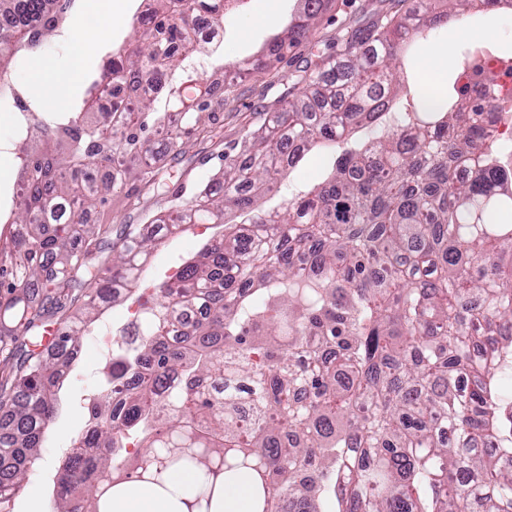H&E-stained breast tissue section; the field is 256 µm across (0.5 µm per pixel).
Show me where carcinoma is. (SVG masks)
<instances>
[{
    "label": "carcinoma",
    "instance_id": "obj_1",
    "mask_svg": "<svg viewBox=\"0 0 512 512\" xmlns=\"http://www.w3.org/2000/svg\"><path fill=\"white\" fill-rule=\"evenodd\" d=\"M134 48L112 55L84 105L129 94L124 112L38 118L45 139L23 146L29 176L0 245V349L9 371L0 412V504L10 503L40 456L57 414L69 348L121 302L156 244L127 224L105 262L111 225L88 216L112 188L155 183L159 169L92 170L143 152L146 82L178 102L169 70L193 81L196 50L169 17L204 11L218 24L243 0H152ZM338 34L336 60L320 55L291 74L270 116L243 128L224 154L223 194L208 183L189 204L178 188L150 224H210L258 198L320 140L342 142L331 177L252 217L245 238L222 227L177 276L154 288L142 339L112 359L109 392L93 425L53 479L54 512H106L123 484L141 482L188 512H215L224 486L252 483L255 512H512V176L494 162L460 90L393 84L400 46L443 27L477 2L444 0ZM323 0H305L277 50L304 41ZM66 20L61 0H0V81ZM187 124L207 132L235 112L233 84L218 108L208 87ZM202 308L188 321L186 312ZM57 326L56 353L38 350ZM182 330L172 343L170 332ZM181 384L167 388L168 382ZM193 470L191 498L167 483Z\"/></svg>",
    "mask_w": 512,
    "mask_h": 512
}]
</instances>
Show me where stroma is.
<instances>
[{"label": "stroma", "instance_id": "obj_1", "mask_svg": "<svg viewBox=\"0 0 512 512\" xmlns=\"http://www.w3.org/2000/svg\"><path fill=\"white\" fill-rule=\"evenodd\" d=\"M141 4L142 0H122L120 9L104 14L94 31L95 49L82 68H74L72 51L62 46L59 37L49 38L38 52L28 55L25 62L14 68V90L25 92L38 108L60 113L75 111L113 47L134 44ZM302 8L301 0H247L239 10L226 12L218 37L199 41L201 54L206 58L198 69L200 82H221L225 65L249 62L252 70L236 79L239 109L246 114L254 107L272 104L281 89V78L304 66L312 55H335L336 31L340 26L366 27L378 16L394 12L396 4L394 0H330L327 9L314 22L308 41L287 50L284 59H276L269 53L272 38L283 34L289 20ZM476 42L493 46L499 56L511 58L512 9L470 6L460 19L450 21L428 39L416 42V77H423L426 60L443 55L447 64L440 82L444 85L456 82L461 70L460 54ZM183 127L182 111L172 112L169 129L149 132L142 158L131 160V167H139L144 161L155 163L166 168L173 184L186 182L196 189L218 171L226 144L239 139L242 133L238 123L222 118L215 125L222 135L221 141H204L195 135L185 137L182 134L178 141H171L170 130L181 133ZM334 158L331 151H309L290 169L277 191L260 198V206L274 208L290 198L293 190L319 183L331 169ZM127 191V186H115L107 202L91 216L95 223L111 225L109 240L113 243L118 242L124 225L144 223L146 217L166 207L165 196L153 190L143 192L139 206H130ZM215 232L214 225L198 224L163 237L152 248L145 264L144 287H152L175 275ZM99 329L91 327L81 336L80 355L59 393L58 417L40 451L45 475L52 474L70 453L74 439L85 427L88 399L104 378V364L96 343Z\"/></svg>", "mask_w": 512, "mask_h": 512}]
</instances>
